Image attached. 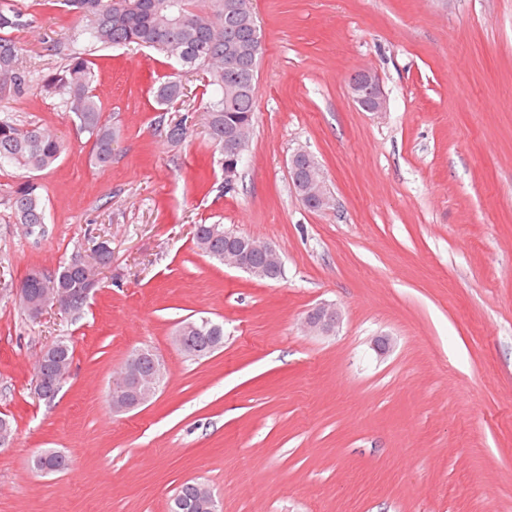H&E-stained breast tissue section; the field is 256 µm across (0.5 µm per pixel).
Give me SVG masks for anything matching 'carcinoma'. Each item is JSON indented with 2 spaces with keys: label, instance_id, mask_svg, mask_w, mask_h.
Masks as SVG:
<instances>
[{
  "label": "carcinoma",
  "instance_id": "carcinoma-1",
  "mask_svg": "<svg viewBox=\"0 0 512 512\" xmlns=\"http://www.w3.org/2000/svg\"><path fill=\"white\" fill-rule=\"evenodd\" d=\"M64 11L86 21L85 33L94 46L110 47L136 44L153 48L180 66L206 75L212 96L205 102L210 140L224 150V133L241 130L246 149L254 128V97L258 60L262 54L261 34L254 23L251 8L244 13L224 9V0H59ZM23 13L12 0H0V87L20 91L31 82L30 74L20 65L22 44L13 33L24 26ZM92 62L71 56L58 70L48 74L44 87L63 97L76 118L80 130L94 140V159L101 168L112 162V143L117 131L101 121L99 99L91 86L94 81ZM184 93L179 74L166 76L154 89L158 106L171 104ZM61 153L57 137L42 126L21 128L0 120V164L18 169L40 171L51 166ZM11 209L18 223L29 228V234L41 237L46 232V208L41 186L25 181L17 186L11 198ZM195 244L203 254L224 262L229 249L224 225L200 224ZM22 288H65L75 304H81V289L88 282L66 263L41 279L25 278ZM185 320L175 335L188 336L189 347L197 357L210 355L224 345V325L210 320L197 329H189ZM54 357L42 369L46 385L45 400L57 396L64 379L61 368H70L73 344L59 339L51 345ZM33 469L42 474L59 473L68 468V459L56 450H44L34 456ZM202 482L183 483L172 499L170 512H209Z\"/></svg>",
  "mask_w": 512,
  "mask_h": 512
}]
</instances>
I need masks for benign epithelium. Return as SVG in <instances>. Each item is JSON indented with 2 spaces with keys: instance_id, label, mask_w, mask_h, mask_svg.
Returning <instances> with one entry per match:
<instances>
[{
  "instance_id": "benign-epithelium-1",
  "label": "benign epithelium",
  "mask_w": 512,
  "mask_h": 512,
  "mask_svg": "<svg viewBox=\"0 0 512 512\" xmlns=\"http://www.w3.org/2000/svg\"><path fill=\"white\" fill-rule=\"evenodd\" d=\"M350 91L353 101L364 111L381 114L386 111L387 98L379 80L369 71L356 72L350 82ZM307 161L306 171L316 189L300 194V199L309 207L325 209L331 205L332 198L325 183L323 172L319 164L312 160L305 151L294 152L289 159L290 175L296 176L298 163ZM240 245L231 248L225 254L224 264L250 271L245 262L247 253L254 249H261L268 253L273 261H278L277 251L270 244L250 236L239 237ZM19 301L29 307L31 316L37 318L49 307L64 312L69 311V298L62 288H48L37 292H30L19 296ZM305 322L309 329L329 333L334 331L338 323V312L329 305H322L313 310ZM146 356V350L132 351L119 375L112 380L110 401L112 412L128 413L136 410L153 400L165 377V363L158 356H151L152 367L147 373L139 371V365Z\"/></svg>"
}]
</instances>
